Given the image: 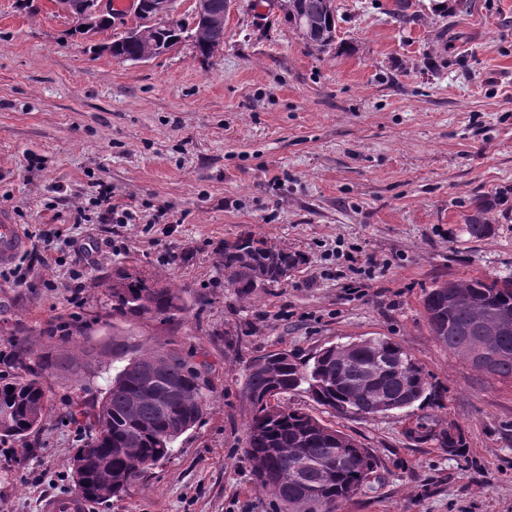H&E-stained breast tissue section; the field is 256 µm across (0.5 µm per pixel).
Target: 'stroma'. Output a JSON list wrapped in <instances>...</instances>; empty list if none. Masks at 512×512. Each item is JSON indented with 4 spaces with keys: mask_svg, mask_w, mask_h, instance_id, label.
<instances>
[{
    "mask_svg": "<svg viewBox=\"0 0 512 512\" xmlns=\"http://www.w3.org/2000/svg\"><path fill=\"white\" fill-rule=\"evenodd\" d=\"M396 2L335 0L336 42L317 55L278 0H235L212 56L185 42L121 63L72 35L53 0H0V207L30 239L19 275L0 276V375L12 341L31 338L49 395L24 442H0V512L74 494L67 462L103 374L127 362L116 343L207 363L210 405L168 459L86 512H275L244 452L247 365L375 336L416 359L429 399L365 418L302 391L279 398L374 454L340 512H512V384L450 354L423 309L438 283L512 279V0L465 13L407 0V23ZM96 181L142 223H76ZM485 196L491 231L477 239L465 218ZM160 207L167 220L152 223ZM49 229L46 254L33 238ZM244 233L306 259L246 303L217 263ZM120 267L164 272L181 320L113 315ZM419 420L458 426L464 448L414 440Z\"/></svg>",
    "mask_w": 512,
    "mask_h": 512,
    "instance_id": "obj_1",
    "label": "stroma"
}]
</instances>
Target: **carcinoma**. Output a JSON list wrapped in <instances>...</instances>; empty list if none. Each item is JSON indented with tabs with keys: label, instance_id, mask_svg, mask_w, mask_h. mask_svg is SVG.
<instances>
[{
	"label": "carcinoma",
	"instance_id": "1",
	"mask_svg": "<svg viewBox=\"0 0 512 512\" xmlns=\"http://www.w3.org/2000/svg\"><path fill=\"white\" fill-rule=\"evenodd\" d=\"M285 21L296 29L312 52L323 53L336 39L334 0H280ZM113 58L136 61L146 43L171 49L190 42L204 57L224 43V30H201L194 22L147 26L140 38L104 29ZM494 201L481 198L467 218L468 233L482 238L490 232L486 214ZM305 263L298 253L266 238L246 234L224 242L218 265L224 286L243 299L288 278ZM112 314L127 321L152 319L172 323L186 310L182 289L156 273L119 269L107 285ZM423 308L433 336L474 371L512 384V280L475 278L443 282L431 289ZM507 323L497 336L495 359L485 369L471 359L479 327ZM370 347L331 345L306 362L286 352L251 361L243 386L250 409L245 453L255 468L259 488L273 495L281 512H314L318 500L336 506L352 499L374 472L369 449L339 430L298 409L277 403L279 396L304 391L340 413L372 412L376 397L385 394L412 407L426 400L429 382L422 367L398 343L372 338ZM12 364L20 373L0 376V440L21 442L38 426L49 399L39 381V367L27 361L26 340L13 344ZM134 355L109 381L88 434L68 461L79 494L108 501L125 494L142 475L171 455L173 444L200 420L208 405V380L203 366L162 347L134 348ZM405 364L404 373L392 369ZM14 391H9V388ZM416 440H436L443 448L465 447L462 434L448 436L419 422L410 429ZM311 463L295 471L298 459Z\"/></svg>",
	"mask_w": 512,
	"mask_h": 512
}]
</instances>
